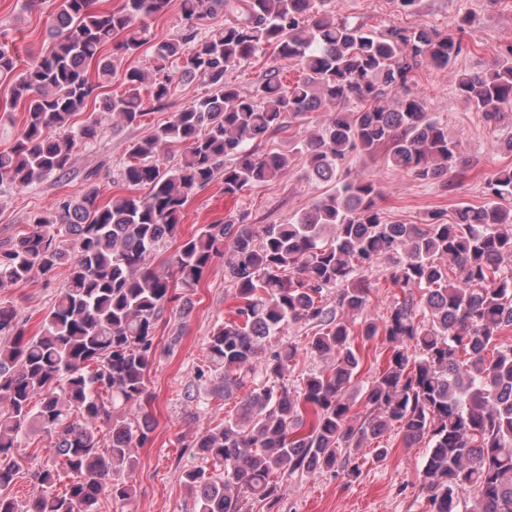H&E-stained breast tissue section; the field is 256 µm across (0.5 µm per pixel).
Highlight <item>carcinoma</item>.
<instances>
[{
    "label": "carcinoma",
    "instance_id": "cac0c4a2",
    "mask_svg": "<svg viewBox=\"0 0 512 512\" xmlns=\"http://www.w3.org/2000/svg\"><path fill=\"white\" fill-rule=\"evenodd\" d=\"M168 3L123 0L94 11L92 0H61L51 47L21 71L0 44V82H12V105L26 114L16 144L0 152V186L27 188L66 171L101 134L94 111L72 124L91 101L133 125L147 115L144 97L161 103L187 78L208 86L120 166L127 189L145 194L102 204L91 187L33 216L29 231L0 248V288L35 273L49 282L70 265L40 334L26 335L0 304V512H97L104 496L122 507L132 499L120 474L135 469L133 448L154 426L147 379L156 325L219 255L234 313L209 336L196 374L216 377L219 396L240 401L235 415L193 440L200 464L183 482L198 512H252L248 502L274 512L279 473L354 477L358 451L392 429L408 447L427 442L425 512H512V342L501 341L512 328V167L486 181L485 205L462 206L450 221L432 212L421 224L387 221L374 178L340 177L352 153L382 146L388 165L420 181L466 163L460 141L410 83L467 50L460 33L475 17L461 16L448 32L370 29L335 17L326 0H180V33L159 40L146 19ZM147 44L152 69L126 68L123 91L101 96L91 72L110 77L122 56ZM266 46L295 63V81L284 84L277 67L250 94L224 80ZM509 55L460 75L456 86L489 125L512 112ZM389 94L393 107L382 104ZM319 111L332 117L300 152L315 178L334 182L329 193L286 224H250L245 213L207 224L182 240L172 270L152 267L195 191L221 180L234 196L273 183L288 156L255 146ZM175 147L177 161L161 166ZM383 263L401 299L379 324L364 312L368 274ZM297 324L312 330L304 350L322 366L292 380L299 349L284 337ZM380 335L390 344L387 365L358 388L354 340ZM28 430L56 437L55 454L20 504L6 489ZM217 466L218 477L210 472ZM63 474L70 482L56 492Z\"/></svg>",
    "mask_w": 512,
    "mask_h": 512
}]
</instances>
